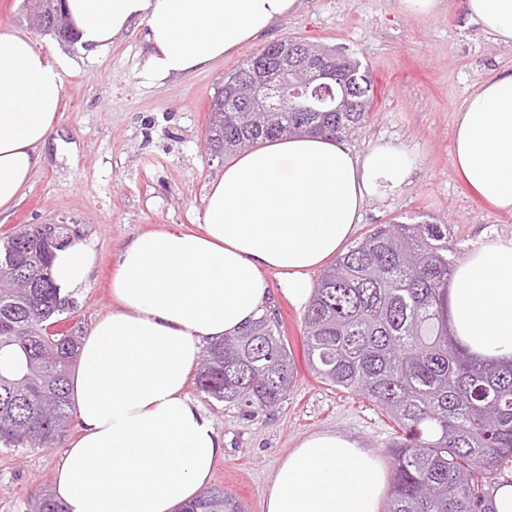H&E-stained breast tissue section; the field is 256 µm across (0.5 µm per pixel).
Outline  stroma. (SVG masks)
<instances>
[{"label":"stroma","instance_id":"35a3bbf8","mask_svg":"<svg viewBox=\"0 0 512 512\" xmlns=\"http://www.w3.org/2000/svg\"><path fill=\"white\" fill-rule=\"evenodd\" d=\"M443 12L416 17L398 0H301L297 12L255 40L233 49L203 73L149 83L142 76L145 25L115 37L100 54L83 52L31 26L24 0H0V29L28 35L47 59L64 55L73 65L53 131L30 187L8 215L0 236L22 224H70L96 253L86 288L74 297L65 325L85 335L115 305L111 279L120 252L136 235L169 227L197 230L211 180L223 156L207 147L212 97L224 75L268 44L299 37L345 48L359 58L374 86L371 115L349 146L358 153L375 143L414 150L408 185L371 198L358 236L396 217L429 215L447 224L460 252L485 231L512 237V213L477 196L453 162L454 116L473 85L492 71L512 70V47L468 25L463 0H445ZM268 313L277 315L294 362L287 399L249 415L225 408L187 385L189 398L213 420L224 455L211 483L240 500L246 512H264L268 478L280 459L310 434L336 431L358 439L389 467L386 450L396 424L358 393L321 382L305 354L303 312L268 274ZM79 431L44 448L0 446V512H31L52 490L54 470Z\"/></svg>","mask_w":512,"mask_h":512}]
</instances>
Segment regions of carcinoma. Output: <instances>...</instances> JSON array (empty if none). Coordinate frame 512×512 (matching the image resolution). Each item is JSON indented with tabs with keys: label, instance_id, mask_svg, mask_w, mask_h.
<instances>
[{
	"label": "carcinoma",
	"instance_id": "carcinoma-1",
	"mask_svg": "<svg viewBox=\"0 0 512 512\" xmlns=\"http://www.w3.org/2000/svg\"><path fill=\"white\" fill-rule=\"evenodd\" d=\"M63 0H31L32 18L65 17ZM307 75L330 67L332 96H294L297 74L269 80L290 110L263 106L243 77L273 57V45L224 74L210 112L208 149L230 156L266 141L312 133L345 140L370 116L372 83L349 56L333 63L331 48L302 38ZM56 246L38 224L0 237V442L48 446L73 415L70 372L78 339L43 327L74 300L59 288L23 291L39 280ZM456 251L448 225L393 221L339 255L319 277L305 310L307 360L325 383L363 395L401 429L388 454L393 479L384 512H494L492 493L512 464V364L476 361L448 336V282ZM294 381L287 339L265 316L236 336L209 346L196 387L251 413L283 401ZM36 512H66L45 493ZM181 512H244L221 487H209Z\"/></svg>",
	"mask_w": 512,
	"mask_h": 512
}]
</instances>
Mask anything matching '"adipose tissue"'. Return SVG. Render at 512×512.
<instances>
[{"label": "adipose tissue", "instance_id": "obj_1", "mask_svg": "<svg viewBox=\"0 0 512 512\" xmlns=\"http://www.w3.org/2000/svg\"><path fill=\"white\" fill-rule=\"evenodd\" d=\"M472 25L512 46V0H464ZM299 0H65L85 51L106 50L136 22L148 28L142 76L151 83L203 72L257 38ZM67 57L47 60L25 34L0 32V215L41 162ZM453 155L466 184L512 213V72L475 85L455 114ZM411 151L387 143L353 152L341 140L283 138L241 152L212 180L200 231L135 236L112 277L115 307L84 336L71 375L80 432L55 472L67 512H176L212 479L224 441L183 394L204 342L234 335L265 313L266 271L294 306L313 273L361 222L368 198L410 182ZM90 246L55 251L65 292L89 282ZM448 328L476 358L512 360V237L488 234L455 268ZM388 478L349 435L302 439L281 459L265 512H380Z\"/></svg>", "mask_w": 512, "mask_h": 512}]
</instances>
